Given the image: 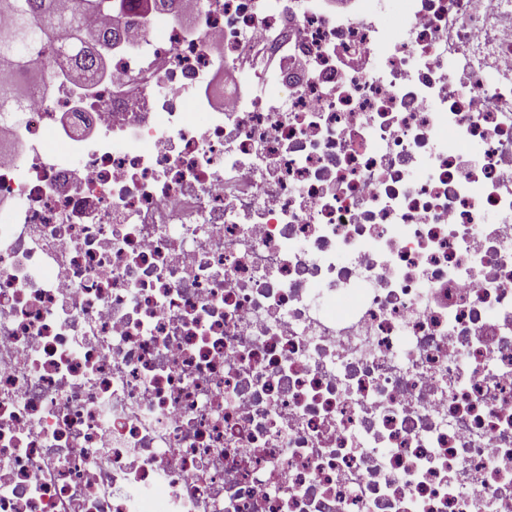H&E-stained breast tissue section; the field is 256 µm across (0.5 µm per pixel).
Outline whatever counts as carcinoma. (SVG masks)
<instances>
[{
    "label": "carcinoma",
    "mask_w": 512,
    "mask_h": 512,
    "mask_svg": "<svg viewBox=\"0 0 512 512\" xmlns=\"http://www.w3.org/2000/svg\"><path fill=\"white\" fill-rule=\"evenodd\" d=\"M113 0H75L69 11L58 9L56 0H0V15L12 19V26L0 38V70L19 79L0 84V122L17 120L22 106L42 81L36 72L52 67L63 69L82 82L97 77L102 60L97 47L120 39L115 29L95 30L85 39L89 17L112 10Z\"/></svg>",
    "instance_id": "carcinoma-1"
}]
</instances>
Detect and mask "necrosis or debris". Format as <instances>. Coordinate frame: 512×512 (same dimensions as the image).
<instances>
[{"label":"necrosis or debris","instance_id":"1","mask_svg":"<svg viewBox=\"0 0 512 512\" xmlns=\"http://www.w3.org/2000/svg\"><path fill=\"white\" fill-rule=\"evenodd\" d=\"M89 25L0 125V512H512V0Z\"/></svg>","mask_w":512,"mask_h":512}]
</instances>
